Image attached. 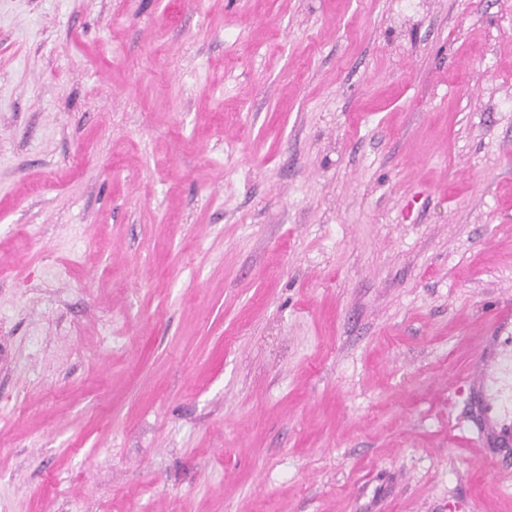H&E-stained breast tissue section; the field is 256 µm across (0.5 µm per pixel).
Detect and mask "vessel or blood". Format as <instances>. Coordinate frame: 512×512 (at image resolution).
Returning a JSON list of instances; mask_svg holds the SVG:
<instances>
[{"mask_svg": "<svg viewBox=\"0 0 512 512\" xmlns=\"http://www.w3.org/2000/svg\"><path fill=\"white\" fill-rule=\"evenodd\" d=\"M493 319L465 377L467 404L479 442L512 448V303L497 307Z\"/></svg>", "mask_w": 512, "mask_h": 512, "instance_id": "1", "label": "vessel or blood"}]
</instances>
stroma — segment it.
<instances>
[{
    "instance_id": "35a3bbf8",
    "label": "stroma",
    "mask_w": 512,
    "mask_h": 512,
    "mask_svg": "<svg viewBox=\"0 0 512 512\" xmlns=\"http://www.w3.org/2000/svg\"><path fill=\"white\" fill-rule=\"evenodd\" d=\"M511 295L512 0H0V512H512ZM495 326L482 336L465 377L467 405L474 413L476 439L489 448H512V303L497 307Z\"/></svg>"
}]
</instances>
